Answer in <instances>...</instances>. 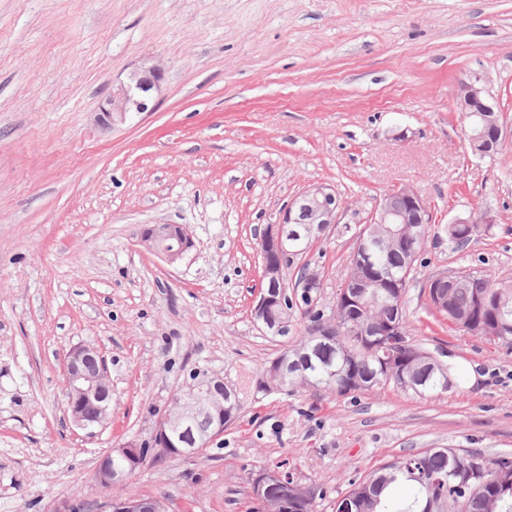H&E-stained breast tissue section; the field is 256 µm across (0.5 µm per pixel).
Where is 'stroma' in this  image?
I'll list each match as a JSON object with an SVG mask.
<instances>
[{
    "label": "stroma",
    "instance_id": "obj_1",
    "mask_svg": "<svg viewBox=\"0 0 512 512\" xmlns=\"http://www.w3.org/2000/svg\"><path fill=\"white\" fill-rule=\"evenodd\" d=\"M147 60L165 68L153 109L102 131L106 93ZM476 77L512 130V0H0V512H100L109 496L251 512L274 467L333 512L399 458L512 454V350L439 321L424 293L445 269L512 279V140L474 155L456 105ZM318 185L345 206L308 255L326 311L349 270L345 223L403 186L432 208L405 308L416 343L453 366L448 391L254 387L304 309L285 338L254 322L253 228ZM484 210L491 229L452 250L445 224ZM147 224L185 225L195 246L167 264L140 244ZM74 345L97 348L112 383L91 431L66 410ZM204 372L246 384L234 424L101 490V456L149 439Z\"/></svg>",
    "mask_w": 512,
    "mask_h": 512
}]
</instances>
